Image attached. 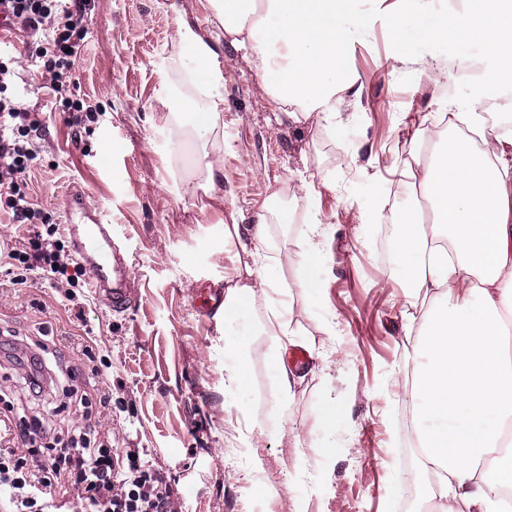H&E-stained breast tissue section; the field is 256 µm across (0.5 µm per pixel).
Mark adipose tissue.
Wrapping results in <instances>:
<instances>
[{"instance_id":"ef3b65f1","label":"adipose tissue","mask_w":512,"mask_h":512,"mask_svg":"<svg viewBox=\"0 0 512 512\" xmlns=\"http://www.w3.org/2000/svg\"><path fill=\"white\" fill-rule=\"evenodd\" d=\"M379 15L363 0H208L212 29L200 34L186 15L176 19L179 53L161 75L180 83L188 124H175L177 140L205 147L204 186L224 185V75L216 47L229 40L244 51L273 105L293 123L326 118L360 94L345 56L352 34L370 33L377 18L409 40L447 48V56L419 60L418 74L441 85L450 63L480 51L481 64L512 61V6L502 0H462L441 9L436 0H377ZM433 113L417 114L436 148L429 158L403 164L401 175L430 203V217L415 208L377 212L396 224L392 250L405 287L436 295L419 324L413 346L410 396L417 414L420 469L429 476L428 497L438 512H512V135L496 126L479 130V143L444 135ZM279 192L268 194L250 229L225 225L224 240L249 263L244 276L226 281L224 374L242 384L245 348L239 333L256 292L278 290L281 265L264 254L269 224L288 213ZM274 346L269 365L278 409L254 425V444L279 438L299 382L286 361L292 344L287 307L271 308L262 324Z\"/></svg>"}]
</instances>
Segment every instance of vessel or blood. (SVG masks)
<instances>
[{
    "instance_id": "vessel-or-blood-1",
    "label": "vessel or blood",
    "mask_w": 512,
    "mask_h": 512,
    "mask_svg": "<svg viewBox=\"0 0 512 512\" xmlns=\"http://www.w3.org/2000/svg\"><path fill=\"white\" fill-rule=\"evenodd\" d=\"M65 228L73 252L89 272V284L111 310L122 313L135 306L139 295L133 286L131 257L102 212L86 203L84 191L67 195Z\"/></svg>"
}]
</instances>
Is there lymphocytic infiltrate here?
Here are the masks:
<instances>
[{
	"mask_svg": "<svg viewBox=\"0 0 512 512\" xmlns=\"http://www.w3.org/2000/svg\"><path fill=\"white\" fill-rule=\"evenodd\" d=\"M91 0H0V210L26 225L21 247L5 261L17 283L36 274L77 302L84 269L72 256L59 225L35 208L25 191L39 165L37 141L43 124L21 107L17 97L16 59L7 45L24 37L31 59L54 93L72 112V126L96 122L92 107L66 96L75 80L74 58L88 34ZM76 500L79 512H182L165 478L138 452L99 439L96 428L81 427L68 446L48 450L44 461L27 465L15 449L0 448V512H55L61 496Z\"/></svg>",
	"mask_w": 512,
	"mask_h": 512,
	"instance_id": "f902f5d3",
	"label": "lymphocytic infiltrate"
}]
</instances>
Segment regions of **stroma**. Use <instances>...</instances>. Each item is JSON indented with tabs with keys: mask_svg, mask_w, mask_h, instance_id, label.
Segmentation results:
<instances>
[{
	"mask_svg": "<svg viewBox=\"0 0 512 512\" xmlns=\"http://www.w3.org/2000/svg\"><path fill=\"white\" fill-rule=\"evenodd\" d=\"M180 13L210 30L207 0H95L72 95L101 118L78 138L34 67L24 58L17 65L22 102L44 122L42 166L28 180L32 202L61 225L67 188L83 189L88 205L126 237L140 296L135 308L117 314L85 288L78 317L49 281L33 276L17 284L0 268V332L53 340L73 372L58 386L63 407L40 444L63 447L77 425H93L114 447L144 454L183 512H254L255 498L284 481L289 491L266 512H295L299 501L306 512H397L403 498L390 487L407 471L398 433L412 365L404 311L423 313L430 301L406 292L396 264L379 253L377 224L360 217L411 202L390 169L421 148L401 123L405 113L437 97L466 100L470 82L452 74L431 90L415 67L390 61L398 53L427 54V47L380 29L370 42L353 43L347 58L363 85L360 100L321 123L292 124L244 53L225 46L224 188L209 195L200 187L190 196L184 184L202 148L175 145L173 117L158 102ZM302 179L312 193L292 197L290 186ZM272 187L295 215L320 212L330 227L315 293L294 286L310 247L308 225L269 227L265 255L288 258L282 283L293 288L290 328L311 365L296 388L286 435L255 448L249 426L276 408L271 340L258 332L247 337L245 388L230 386L224 320L197 308L195 289L204 281L223 287L236 266L223 226L254 223ZM89 337L96 344L88 353ZM21 375L0 359V447L8 444L4 417L29 412ZM105 391L108 411L99 403ZM327 407L336 416L330 436L319 425Z\"/></svg>",
	"mask_w": 512,
	"mask_h": 512,
	"instance_id": "35a3bbf8",
	"label": "stroma"
}]
</instances>
